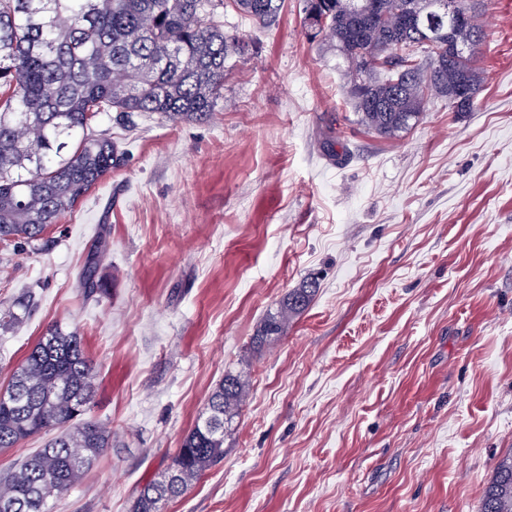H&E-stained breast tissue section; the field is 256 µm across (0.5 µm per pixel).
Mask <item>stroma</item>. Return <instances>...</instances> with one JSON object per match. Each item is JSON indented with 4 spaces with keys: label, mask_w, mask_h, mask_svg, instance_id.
<instances>
[{
    "label": "stroma",
    "mask_w": 512,
    "mask_h": 512,
    "mask_svg": "<svg viewBox=\"0 0 512 512\" xmlns=\"http://www.w3.org/2000/svg\"><path fill=\"white\" fill-rule=\"evenodd\" d=\"M218 18L250 52L210 120L113 128L123 163L41 240L0 245V307L32 294L0 327V386L61 325L112 431L51 512H129L229 370L249 388L224 457L163 512H480L512 451V0L479 7V107L435 102L394 139L360 124L302 0L268 28ZM102 253L98 249L92 252L88 256L81 272L79 287L87 297L92 296L100 288L99 280L97 279V268ZM317 288L318 284L311 279L292 289L279 303L276 311L267 314L252 337V347H262L282 336L289 320L301 314L310 305Z\"/></svg>",
    "instance_id": "35a3bbf8"
}]
</instances>
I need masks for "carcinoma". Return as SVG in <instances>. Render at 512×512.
Returning <instances> with one entry per match:
<instances>
[{
    "label": "carcinoma",
    "mask_w": 512,
    "mask_h": 512,
    "mask_svg": "<svg viewBox=\"0 0 512 512\" xmlns=\"http://www.w3.org/2000/svg\"><path fill=\"white\" fill-rule=\"evenodd\" d=\"M266 27L285 0H227ZM303 0L312 34L343 58L349 102L362 123L392 139L442 100L472 112L480 88L484 32L431 5L432 0ZM213 0H0V243L38 241L121 158L100 115L126 126L142 113L174 123L200 122L224 97L226 62L248 44L213 20ZM466 46L448 54V41ZM463 88L460 102L452 91ZM102 252L81 272L86 296L99 288ZM318 284L292 289L252 337L262 347L283 335L312 302ZM96 375L80 337L47 329L0 390V448L42 431L59 433L18 467L0 475V512H49V500L79 483L112 432L84 419ZM247 387L227 371L206 411L185 435L163 479L144 485L130 512H162L224 458V430L240 414ZM481 512H512V452L503 456Z\"/></svg>",
    "instance_id": "obj_1"
}]
</instances>
